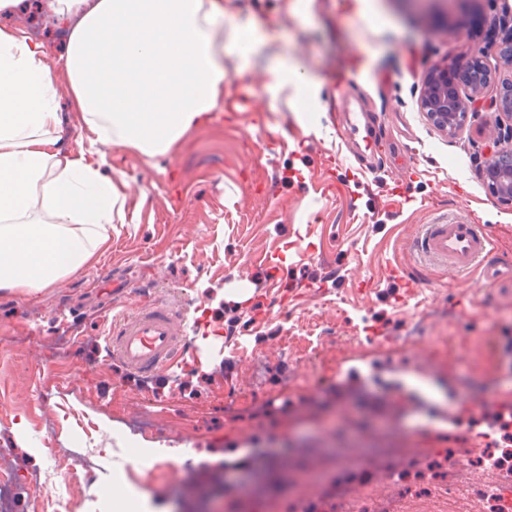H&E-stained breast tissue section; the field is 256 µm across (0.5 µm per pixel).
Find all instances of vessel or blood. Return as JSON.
Returning <instances> with one entry per match:
<instances>
[{
    "label": "vessel or blood",
    "instance_id": "b4317fda",
    "mask_svg": "<svg viewBox=\"0 0 512 512\" xmlns=\"http://www.w3.org/2000/svg\"><path fill=\"white\" fill-rule=\"evenodd\" d=\"M417 246L429 259L462 273L482 267L486 279L512 281V269L505 271L487 264L492 240L469 218L455 216L424 225ZM183 330L178 316L164 305L140 307L113 322L108 343L112 355L126 368L151 373L172 365L180 353Z\"/></svg>",
    "mask_w": 512,
    "mask_h": 512
}]
</instances>
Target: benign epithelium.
Here are the masks:
<instances>
[{
    "mask_svg": "<svg viewBox=\"0 0 512 512\" xmlns=\"http://www.w3.org/2000/svg\"><path fill=\"white\" fill-rule=\"evenodd\" d=\"M492 27L507 34L497 54L512 59V6ZM490 46L475 44L462 62H440L422 77L420 109L438 129L457 133L470 119L495 130L480 162L481 177L492 195L512 204V77L498 76ZM492 95H487V92Z\"/></svg>",
    "mask_w": 512,
    "mask_h": 512,
    "instance_id": "obj_1",
    "label": "benign epithelium"
}]
</instances>
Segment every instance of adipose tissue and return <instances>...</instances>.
<instances>
[{
    "label": "adipose tissue",
    "mask_w": 512,
    "mask_h": 512,
    "mask_svg": "<svg viewBox=\"0 0 512 512\" xmlns=\"http://www.w3.org/2000/svg\"><path fill=\"white\" fill-rule=\"evenodd\" d=\"M63 26L50 64L42 42L0 26V292L52 287L108 250L126 196L102 172V145L152 158L178 148L224 99V48L242 62L253 20L234 25L223 0H49ZM86 145L55 135L56 71Z\"/></svg>",
    "instance_id": "adipose-tissue-1"
}]
</instances>
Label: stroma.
Wrapping results in <instances>:
<instances>
[{
	"label": "stroma",
	"mask_w": 512,
	"mask_h": 512,
	"mask_svg": "<svg viewBox=\"0 0 512 512\" xmlns=\"http://www.w3.org/2000/svg\"><path fill=\"white\" fill-rule=\"evenodd\" d=\"M501 0H225L262 40L248 67L224 55V104L172 153L103 145L126 180V222L111 249L37 292L0 295V468L18 492L65 498L68 512H115V482L145 512H329L338 483L374 487L398 466L400 512H488L471 482L512 487V288L416 250L423 225L468 214L512 261V206L478 164L487 130L436 128L419 107L432 64L490 42ZM279 58L319 96L275 87ZM251 79L249 99L239 79ZM367 106L382 157L370 170L336 131L338 94ZM166 303L191 349L153 375L112 356L124 309ZM329 341H320L321 332ZM234 397H227V390ZM498 398L478 403L479 393ZM488 432L495 467L448 468V420ZM84 418L98 433L85 434ZM109 449L93 481L26 476ZM457 487L456 497L438 488Z\"/></svg>",
	"instance_id": "stroma-1"
}]
</instances>
